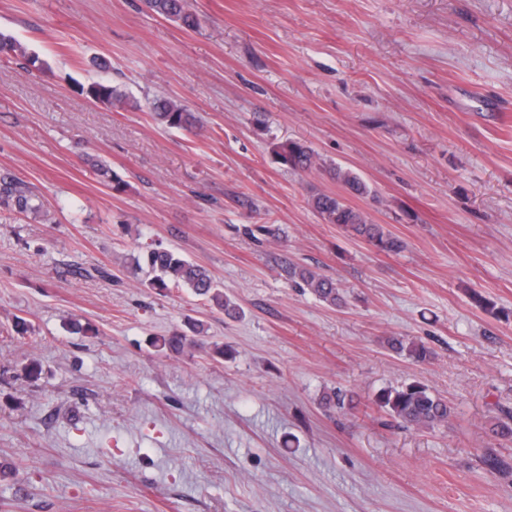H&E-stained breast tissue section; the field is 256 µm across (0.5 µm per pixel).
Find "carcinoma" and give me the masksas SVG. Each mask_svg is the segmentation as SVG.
Segmentation results:
<instances>
[{
  "instance_id": "1",
  "label": "carcinoma",
  "mask_w": 512,
  "mask_h": 512,
  "mask_svg": "<svg viewBox=\"0 0 512 512\" xmlns=\"http://www.w3.org/2000/svg\"><path fill=\"white\" fill-rule=\"evenodd\" d=\"M144 4L148 12L179 21L186 28H194L198 24L197 18L186 10L184 0H144ZM20 54L22 50L17 41L0 33V55L3 60L9 62ZM87 92L93 100L109 105L123 97L109 82H94ZM153 112L156 120L170 128L190 130L194 125L193 114L173 100L158 101ZM272 153L277 163L294 171H309L316 163L314 150L297 141L282 143L272 149ZM329 174L342 186L344 194L314 190L309 200L312 209L324 223L338 225L347 235L360 238L381 252L397 254L403 251L405 243L400 237L383 224L370 223L361 209L348 203L352 197L370 195L367 183L356 173L340 167L329 169ZM0 193L5 196V205L17 214L35 212L43 206L38 196L19 183L5 184ZM132 264L137 269L147 266L153 274L149 285L156 290L186 288L196 296L209 299L229 317L239 314L238 305L218 288L208 269L173 249L157 245L133 257ZM286 273L290 280L306 288L320 302L335 307L344 302L343 292L335 279L297 264L288 265ZM202 333L203 326L194 324L190 333L177 332L153 342V346L175 354L184 353L202 347L198 339ZM388 345L397 354L415 362H427L434 355L432 348L421 341L392 337ZM373 404L389 417L421 430L443 426L455 416V409L448 404V400L418 379L379 389L373 396ZM490 431L497 437H512V411L498 409L490 421Z\"/></svg>"
}]
</instances>
